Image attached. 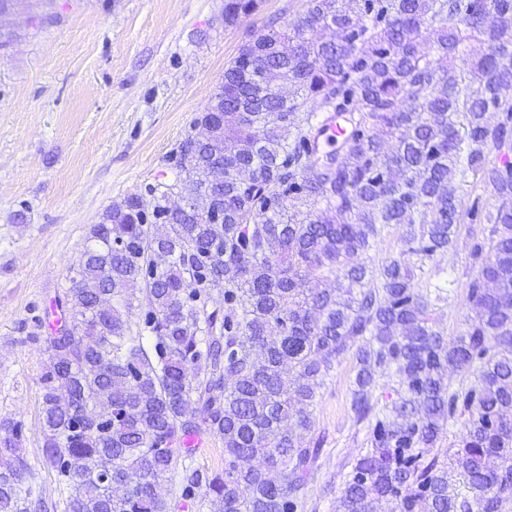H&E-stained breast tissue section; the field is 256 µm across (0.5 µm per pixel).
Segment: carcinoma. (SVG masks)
<instances>
[{
    "mask_svg": "<svg viewBox=\"0 0 512 512\" xmlns=\"http://www.w3.org/2000/svg\"><path fill=\"white\" fill-rule=\"evenodd\" d=\"M256 7L224 0V26ZM511 24L512 0H308L293 31L270 28L240 49L208 102L224 106V126L186 170L224 199V223L170 214L162 195L143 209L130 194L92 225L56 299L40 383L65 512H169L153 486L178 465L182 496L213 512H301L322 448L298 430H311L324 377L353 348L351 409L371 448L341 464L333 512H501L512 501V206L488 214V237L471 244L474 316L451 347L406 263L383 264L379 288L365 287L372 267L345 263L379 224L408 226L410 255L446 251L454 226L481 220L479 203L458 199L468 181L512 195V165L490 158L512 141ZM333 27L350 34L304 37ZM424 27L443 70L423 51ZM256 54L271 77L247 69ZM274 80L295 94L281 97ZM309 104L350 114L340 156L317 157L300 116ZM244 168L252 177L239 182ZM161 250L169 260L156 268ZM324 269L349 288L310 287ZM449 366L474 382L449 388ZM377 367L402 390L388 413L372 404ZM88 407L112 420H84ZM460 420L459 448H437ZM201 434L223 442V473L192 466L184 441ZM21 437L0 419V512L44 508Z\"/></svg>",
    "mask_w": 512,
    "mask_h": 512,
    "instance_id": "carcinoma-1",
    "label": "carcinoma"
}]
</instances>
